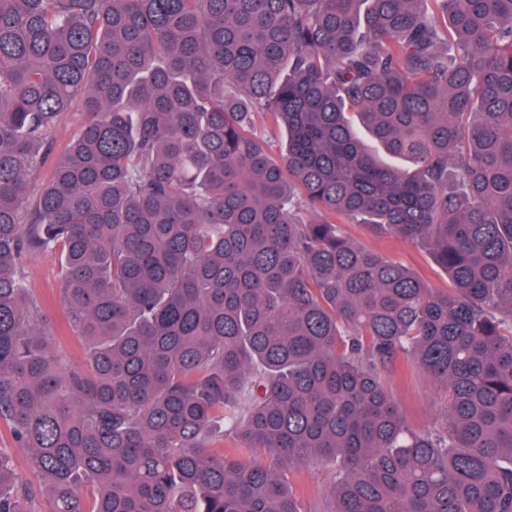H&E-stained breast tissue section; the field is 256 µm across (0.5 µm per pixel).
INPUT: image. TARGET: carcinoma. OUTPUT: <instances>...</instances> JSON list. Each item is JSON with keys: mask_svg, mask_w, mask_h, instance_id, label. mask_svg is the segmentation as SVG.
<instances>
[{"mask_svg": "<svg viewBox=\"0 0 512 512\" xmlns=\"http://www.w3.org/2000/svg\"><path fill=\"white\" fill-rule=\"evenodd\" d=\"M1 428L0 512H512V0H0ZM86 119V113L83 112L81 102H75L72 107L63 112L49 134V140L52 143V156L43 166L37 168L29 176V193L24 206H27L37 197L44 187H46L52 178L53 164L55 160L62 157L72 139H74L80 126ZM350 235L363 246L386 252L392 258L421 274L432 288L446 291L449 280L445 273L435 264L432 255L412 244L399 240L387 241L369 235L360 224H347ZM26 284L38 299L49 301L44 314L51 325L57 330L65 327V313L59 300L58 254L30 252L26 258ZM392 391L411 426L430 427L437 423L442 400L429 377L412 370L394 379ZM301 483L311 492L323 490L329 483V469L324 465H310L299 475Z\"/></svg>", "mask_w": 512, "mask_h": 512, "instance_id": "carcinoma-1", "label": "carcinoma"}]
</instances>
